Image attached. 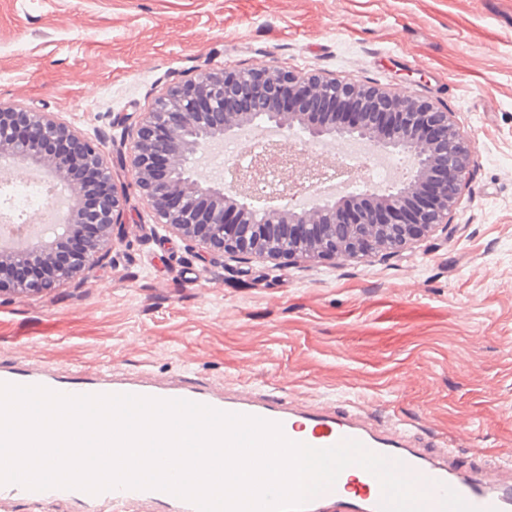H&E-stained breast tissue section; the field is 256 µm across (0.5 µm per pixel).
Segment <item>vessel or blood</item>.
Segmentation results:
<instances>
[{
  "mask_svg": "<svg viewBox=\"0 0 512 512\" xmlns=\"http://www.w3.org/2000/svg\"><path fill=\"white\" fill-rule=\"evenodd\" d=\"M0 383L41 386L66 395L134 394L157 399H185L215 409L280 423L285 436L316 448L344 440L361 442L372 452L399 460L425 495L426 512H512V464L462 463L445 447L424 443L416 428L396 418L381 419L364 408L342 411L328 401L283 396L273 386L230 388L181 373L163 378L149 372L118 376L98 371L90 376H61L31 365L25 355L0 364ZM50 503L74 500L87 506L109 503L124 508L149 505L153 512H196L193 503L161 490L116 488L92 494L80 489L31 490L0 485V512H14L16 499ZM382 490L364 468L352 465L333 488L312 499L306 512H380Z\"/></svg>",
  "mask_w": 512,
  "mask_h": 512,
  "instance_id": "b4317fda",
  "label": "vessel or blood"
}]
</instances>
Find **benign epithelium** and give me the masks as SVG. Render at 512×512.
Returning a JSON list of instances; mask_svg holds the SVG:
<instances>
[{"label":"benign epithelium","instance_id":"1","mask_svg":"<svg viewBox=\"0 0 512 512\" xmlns=\"http://www.w3.org/2000/svg\"><path fill=\"white\" fill-rule=\"evenodd\" d=\"M258 120L285 133L296 128L313 143L356 140L398 161L408 156V177L394 188L368 186L301 206L299 191L329 173L297 166L288 141L254 153L245 167L226 166L208 185L193 177L201 150ZM0 162L49 170L70 201L57 215L62 235L0 250V296H36L102 266L127 201L103 150L47 112L0 101ZM128 162L155 223L207 252L314 262L395 254L448 229L470 186L474 143L452 113L423 97L269 64L175 83L134 124ZM279 164L292 168L288 184L270 195L282 204L256 205L254 186Z\"/></svg>","mask_w":512,"mask_h":512}]
</instances>
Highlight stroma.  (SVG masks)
Segmentation results:
<instances>
[{
  "instance_id": "35a3bbf8",
  "label": "stroma",
  "mask_w": 512,
  "mask_h": 512,
  "mask_svg": "<svg viewBox=\"0 0 512 512\" xmlns=\"http://www.w3.org/2000/svg\"><path fill=\"white\" fill-rule=\"evenodd\" d=\"M426 97L474 140L447 230L391 256H214L156 224L128 127L173 83L270 63ZM99 145L124 233L87 281L0 298V362L193 371L380 415L512 460V0H0V100Z\"/></svg>"
}]
</instances>
